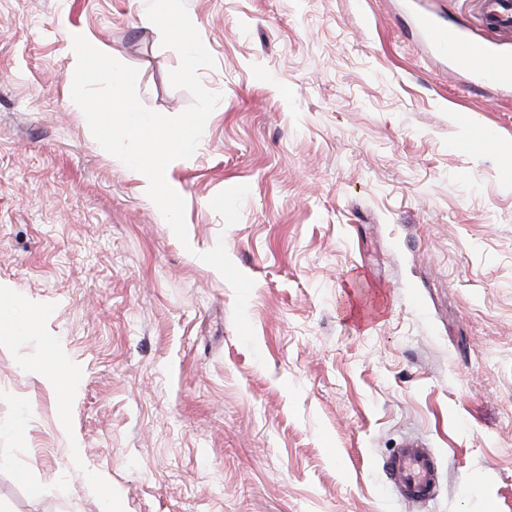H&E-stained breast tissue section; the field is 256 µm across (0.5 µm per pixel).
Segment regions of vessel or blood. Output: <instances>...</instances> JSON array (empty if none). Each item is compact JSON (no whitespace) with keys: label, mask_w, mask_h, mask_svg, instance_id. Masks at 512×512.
<instances>
[{"label":"vessel or blood","mask_w":512,"mask_h":512,"mask_svg":"<svg viewBox=\"0 0 512 512\" xmlns=\"http://www.w3.org/2000/svg\"><path fill=\"white\" fill-rule=\"evenodd\" d=\"M484 28L500 40L512 39V0H472ZM428 49L448 59L457 73L475 76L499 90L512 91V58L495 51L469 29L438 21L436 15L421 12L413 18ZM399 497L410 504L432 500L440 484L437 456L419 440H407L385 464Z\"/></svg>","instance_id":"b4317fda"}]
</instances>
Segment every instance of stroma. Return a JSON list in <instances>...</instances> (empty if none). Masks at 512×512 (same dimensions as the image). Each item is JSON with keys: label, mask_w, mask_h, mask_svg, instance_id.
Instances as JSON below:
<instances>
[{"label": "stroma", "mask_w": 512, "mask_h": 512, "mask_svg": "<svg viewBox=\"0 0 512 512\" xmlns=\"http://www.w3.org/2000/svg\"><path fill=\"white\" fill-rule=\"evenodd\" d=\"M148 3L0 0V512H512V97L411 25L485 37L468 0H186L221 100L166 170L185 245L68 105L63 14L192 104ZM409 435L423 507L382 470ZM398 496L409 504H422L436 496L440 484L438 457L419 440H407L385 464Z\"/></svg>", "instance_id": "stroma-1"}]
</instances>
